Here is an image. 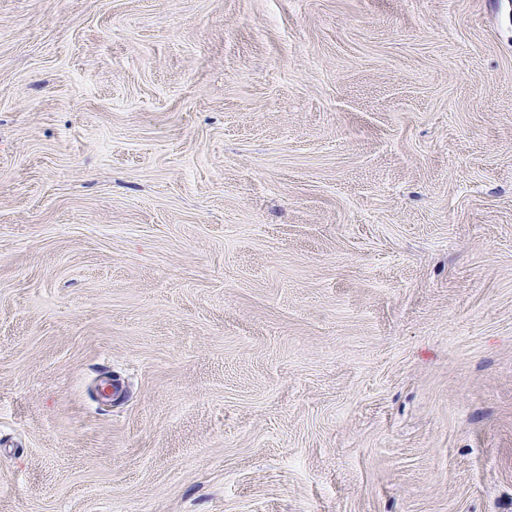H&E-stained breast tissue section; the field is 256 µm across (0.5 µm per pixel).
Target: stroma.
<instances>
[{
    "label": "stroma",
    "instance_id": "obj_1",
    "mask_svg": "<svg viewBox=\"0 0 512 512\" xmlns=\"http://www.w3.org/2000/svg\"><path fill=\"white\" fill-rule=\"evenodd\" d=\"M0 512H512V0H0Z\"/></svg>",
    "mask_w": 512,
    "mask_h": 512
}]
</instances>
